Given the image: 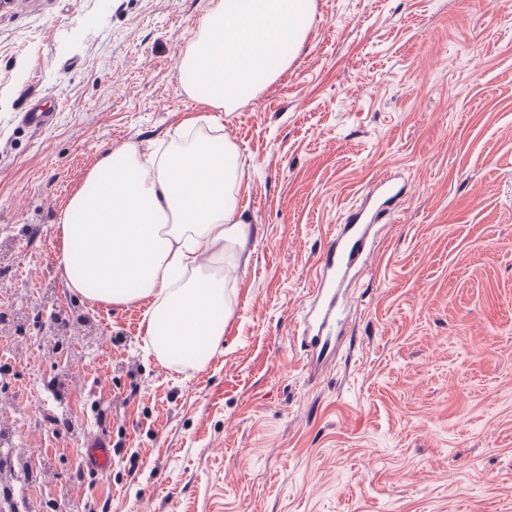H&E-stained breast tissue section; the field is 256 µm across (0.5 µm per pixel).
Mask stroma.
<instances>
[{
	"mask_svg": "<svg viewBox=\"0 0 512 512\" xmlns=\"http://www.w3.org/2000/svg\"><path fill=\"white\" fill-rule=\"evenodd\" d=\"M210 5L0 9V428L55 460L7 475L0 512H512V0H314L288 69L221 119L257 234L204 358L162 364L148 302L67 288L56 225L97 160L212 115L180 72ZM37 104L51 126L23 123ZM384 172L404 199L308 362L318 260ZM83 465L92 474L106 472L112 466V448L104 435L91 438L83 456Z\"/></svg>",
	"mask_w": 512,
	"mask_h": 512,
	"instance_id": "stroma-1",
	"label": "stroma"
}]
</instances>
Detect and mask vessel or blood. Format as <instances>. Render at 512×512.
Instances as JSON below:
<instances>
[{"label": "vessel or blood", "mask_w": 512, "mask_h": 512, "mask_svg": "<svg viewBox=\"0 0 512 512\" xmlns=\"http://www.w3.org/2000/svg\"><path fill=\"white\" fill-rule=\"evenodd\" d=\"M404 192L392 178L383 176L371 182L363 192V203L341 224L323 253L316 276V287L303 317L301 345L306 354L318 355L335 339L342 299L349 282L366 264L373 243L368 235L381 223L390 205ZM83 464L93 474H101L112 465V450L105 436L91 438Z\"/></svg>", "instance_id": "1"}]
</instances>
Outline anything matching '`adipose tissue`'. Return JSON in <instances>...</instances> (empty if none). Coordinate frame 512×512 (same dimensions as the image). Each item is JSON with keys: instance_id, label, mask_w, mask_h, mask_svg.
Listing matches in <instances>:
<instances>
[{"instance_id": "adipose-tissue-1", "label": "adipose tissue", "mask_w": 512, "mask_h": 512, "mask_svg": "<svg viewBox=\"0 0 512 512\" xmlns=\"http://www.w3.org/2000/svg\"><path fill=\"white\" fill-rule=\"evenodd\" d=\"M124 163L103 155L58 221L57 261L68 288L103 304L151 299L145 335L164 363L194 358L218 343L224 311L222 270L201 258L225 250L248 259L252 227L238 206L233 143L220 135L171 147L126 145Z\"/></svg>"}]
</instances>
